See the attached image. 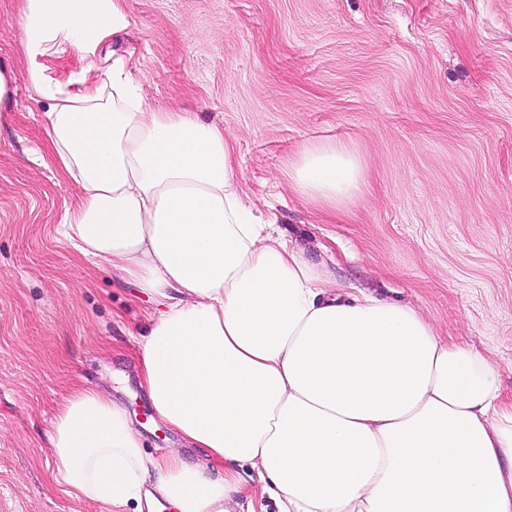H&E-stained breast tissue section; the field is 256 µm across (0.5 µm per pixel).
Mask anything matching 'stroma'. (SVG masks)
<instances>
[{
	"instance_id": "obj_1",
	"label": "stroma",
	"mask_w": 512,
	"mask_h": 512,
	"mask_svg": "<svg viewBox=\"0 0 512 512\" xmlns=\"http://www.w3.org/2000/svg\"><path fill=\"white\" fill-rule=\"evenodd\" d=\"M128 26L29 49L25 0H0V512H104L53 474L57 409L77 386L118 396L146 453L178 439L139 387L155 297L58 233L81 191L53 159L32 72L75 84L124 59L152 105L235 139L238 183L340 288L399 301L489 356L512 407V0H103ZM350 145L360 188L304 202L288 166Z\"/></svg>"
}]
</instances>
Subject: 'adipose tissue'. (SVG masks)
<instances>
[{
    "mask_svg": "<svg viewBox=\"0 0 512 512\" xmlns=\"http://www.w3.org/2000/svg\"><path fill=\"white\" fill-rule=\"evenodd\" d=\"M32 83L81 190L59 235L164 301L137 342L139 386L181 441L145 455L122 402L77 387L53 422L57 481L113 512H255L247 479L277 512H512V409L488 356L406 305L345 293L267 232L232 137L152 108L123 61L76 89ZM361 173L346 145H317L288 180L333 209Z\"/></svg>",
    "mask_w": 512,
    "mask_h": 512,
    "instance_id": "1",
    "label": "adipose tissue"
}]
</instances>
